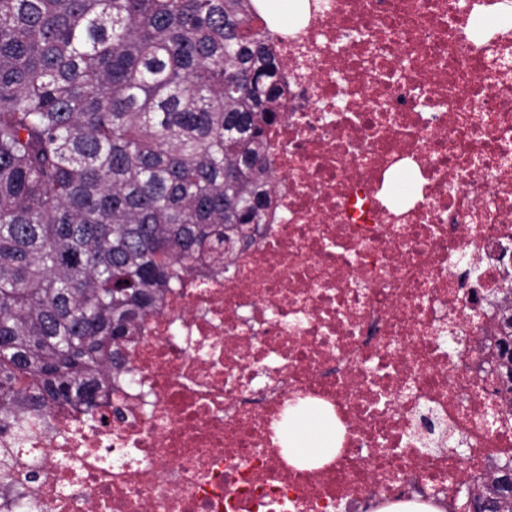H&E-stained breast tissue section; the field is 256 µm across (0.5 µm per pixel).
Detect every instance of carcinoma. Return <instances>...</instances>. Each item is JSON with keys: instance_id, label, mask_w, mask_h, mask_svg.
<instances>
[{"instance_id": "1", "label": "carcinoma", "mask_w": 512, "mask_h": 512, "mask_svg": "<svg viewBox=\"0 0 512 512\" xmlns=\"http://www.w3.org/2000/svg\"><path fill=\"white\" fill-rule=\"evenodd\" d=\"M259 0H0V425L96 407L90 363L263 223ZM31 375L27 388L19 380ZM474 503L512 512V460Z\"/></svg>"}]
</instances>
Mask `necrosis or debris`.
I'll use <instances>...</instances> for the list:
<instances>
[{"instance_id":"obj_1","label":"necrosis or debris","mask_w":512,"mask_h":512,"mask_svg":"<svg viewBox=\"0 0 512 512\" xmlns=\"http://www.w3.org/2000/svg\"><path fill=\"white\" fill-rule=\"evenodd\" d=\"M300 2L264 28L282 94L252 245L123 342L120 417L0 432L37 512L452 507L512 459V0ZM301 403L340 424L310 469L277 437Z\"/></svg>"}]
</instances>
